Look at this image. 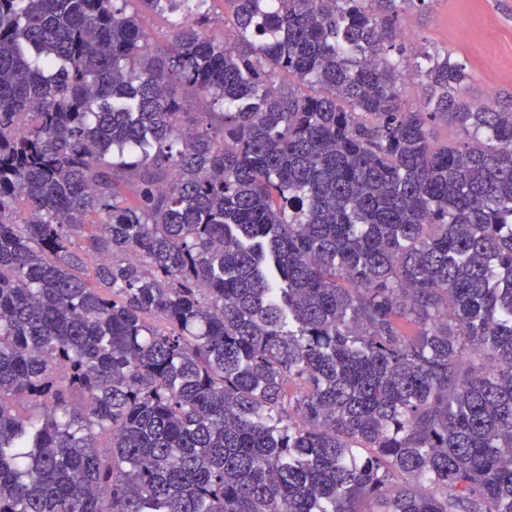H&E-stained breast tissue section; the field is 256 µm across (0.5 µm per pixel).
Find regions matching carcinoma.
Listing matches in <instances>:
<instances>
[{"label": "carcinoma", "instance_id": "1", "mask_svg": "<svg viewBox=\"0 0 512 512\" xmlns=\"http://www.w3.org/2000/svg\"><path fill=\"white\" fill-rule=\"evenodd\" d=\"M208 2L0 0V512H512V103ZM168 15L166 13L145 11L142 13V27L152 37L154 49L163 51L168 46Z\"/></svg>", "mask_w": 512, "mask_h": 512}]
</instances>
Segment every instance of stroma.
Returning <instances> with one entry per match:
<instances>
[{
    "mask_svg": "<svg viewBox=\"0 0 512 512\" xmlns=\"http://www.w3.org/2000/svg\"><path fill=\"white\" fill-rule=\"evenodd\" d=\"M403 27L413 42L450 50L467 63L470 100L512 95V0H433Z\"/></svg>",
    "mask_w": 512,
    "mask_h": 512,
    "instance_id": "1",
    "label": "stroma"
}]
</instances>
